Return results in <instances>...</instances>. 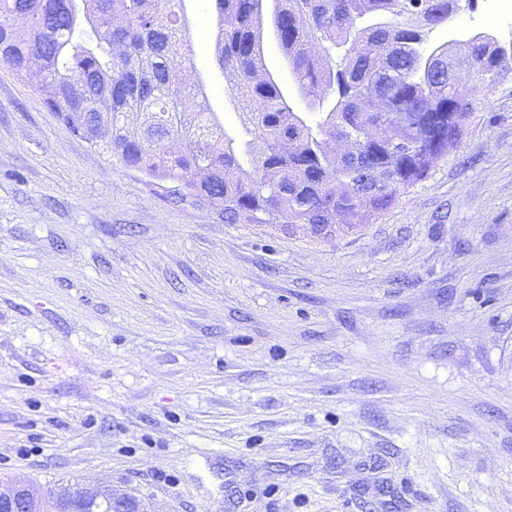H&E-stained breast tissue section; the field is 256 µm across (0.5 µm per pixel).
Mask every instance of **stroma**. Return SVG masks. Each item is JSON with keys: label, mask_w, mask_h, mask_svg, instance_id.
Returning <instances> with one entry per match:
<instances>
[{"label": "stroma", "mask_w": 512, "mask_h": 512, "mask_svg": "<svg viewBox=\"0 0 512 512\" xmlns=\"http://www.w3.org/2000/svg\"><path fill=\"white\" fill-rule=\"evenodd\" d=\"M191 79L228 133L213 0ZM512 18L471 0L429 46ZM151 512H512V77L379 219L227 224L0 62V483Z\"/></svg>", "instance_id": "1"}]
</instances>
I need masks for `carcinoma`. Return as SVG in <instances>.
<instances>
[{
    "mask_svg": "<svg viewBox=\"0 0 512 512\" xmlns=\"http://www.w3.org/2000/svg\"><path fill=\"white\" fill-rule=\"evenodd\" d=\"M183 2L0 0V60L38 74L72 132L183 184L226 224L373 223L512 75V49L488 36L427 48L462 0H273L299 112L263 64L265 0H214L216 61L243 115L234 136L204 107V84L185 77ZM450 47L469 63L462 85L448 82Z\"/></svg>",
    "mask_w": 512,
    "mask_h": 512,
    "instance_id": "1",
    "label": "carcinoma"
}]
</instances>
